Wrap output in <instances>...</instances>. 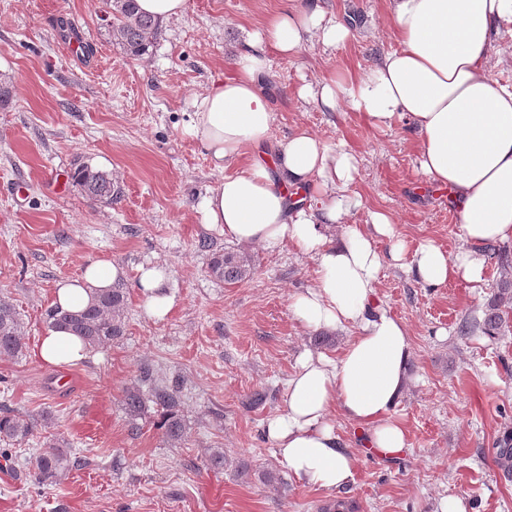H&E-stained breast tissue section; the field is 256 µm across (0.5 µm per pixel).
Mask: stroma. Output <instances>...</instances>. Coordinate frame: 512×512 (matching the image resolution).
I'll list each match as a JSON object with an SVG mask.
<instances>
[{
    "mask_svg": "<svg viewBox=\"0 0 512 512\" xmlns=\"http://www.w3.org/2000/svg\"><path fill=\"white\" fill-rule=\"evenodd\" d=\"M306 2L189 0L133 58L112 43L106 0H0V82L13 90L0 106V297L19 311L26 344L22 356L0 355V405L51 414L11 460L0 459V512H319L338 499L355 512H442L448 500L465 512H512V481L492 462L495 441L512 429V322L493 338L458 333L462 321L484 317L500 277L493 258L475 290L429 288L405 270H382L377 297L406 324L413 350L398 409L403 455L381 457L358 426L337 419L357 468L335 491L295 481L266 438L288 375L318 348L289 308L290 294L313 286L314 262L288 245L274 253L252 246L249 280L211 276L212 253L231 243L204 224L198 204L223 173L187 128L195 99L230 73L249 34ZM320 4L353 34L332 49L312 42L294 59L272 57L263 90L274 142L305 128L344 143L360 161L351 188L360 204L348 223L368 226L382 211L409 246L431 241L457 252V210L447 189L419 172L418 140L404 123L381 130L349 107L324 112L299 99L302 81L357 77L398 47L390 0ZM82 164L110 173L120 197L86 199L73 181ZM99 258L129 273L126 333L89 360L52 365L38 341L55 285ZM149 261L169 268L174 305L162 321L148 317L133 279ZM346 339L333 333L318 349L337 354ZM158 385L178 388L187 423L179 442L160 427ZM129 388L145 399L134 420L123 406ZM257 391L263 404L247 407ZM57 437L87 464L34 485L30 461ZM217 448L226 457L219 470L208 465Z\"/></svg>",
    "mask_w": 512,
    "mask_h": 512,
    "instance_id": "35a3bbf8",
    "label": "stroma"
}]
</instances>
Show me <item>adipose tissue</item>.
Instances as JSON below:
<instances>
[{
  "instance_id": "obj_1",
  "label": "adipose tissue",
  "mask_w": 512,
  "mask_h": 512,
  "mask_svg": "<svg viewBox=\"0 0 512 512\" xmlns=\"http://www.w3.org/2000/svg\"><path fill=\"white\" fill-rule=\"evenodd\" d=\"M399 44L357 79H325L298 95L326 110L346 104L379 128L404 122L417 137L420 172L446 187L457 208L464 247L448 254L433 242L408 248L389 214L375 212L369 228L344 224L356 200V156L298 130L276 149V166L241 164L246 148L270 137L274 116L262 83L271 54L297 56L310 39L344 43L351 28L317 0L273 16L240 48L232 76L213 82L196 103L189 129L224 178L200 204L205 223L226 240L273 250L291 243L316 264L313 288L292 294L295 318L313 330L349 331L338 356L303 353L286 385L285 405L267 418L276 455L300 483L341 488L352 481L355 457L336 432L337 417L365 428L370 447L401 455L406 430L398 416L411 382L412 346L404 322L376 298L384 261L431 288L459 280L483 287L489 247L512 246V86L490 79L486 61L495 35L512 37V0H390ZM312 189L313 205L291 202L289 189ZM343 224L341 237L332 225ZM388 240V252L378 243ZM107 259L85 265L78 278L59 282L55 305L75 313L95 294L125 280ZM169 273L159 262L141 265L137 284L147 315H168ZM40 355L54 365L88 360L92 350L73 331L46 328Z\"/></svg>"
}]
</instances>
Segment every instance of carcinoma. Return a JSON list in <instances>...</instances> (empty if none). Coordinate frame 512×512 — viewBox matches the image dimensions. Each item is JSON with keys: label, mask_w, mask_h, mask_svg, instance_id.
Returning a JSON list of instances; mask_svg holds the SVG:
<instances>
[{"label": "carcinoma", "mask_w": 512, "mask_h": 512, "mask_svg": "<svg viewBox=\"0 0 512 512\" xmlns=\"http://www.w3.org/2000/svg\"><path fill=\"white\" fill-rule=\"evenodd\" d=\"M109 8L115 19L112 23L115 45L133 57L145 54L158 31L159 23L139 12L136 0H113ZM75 181L84 196L92 202L110 203L120 195V188L110 175L87 165L78 169ZM209 269L215 278L233 285L250 278L254 265L248 253L229 250L214 254ZM126 302L127 288L118 284L97 295L89 307L77 314L57 307L48 309L47 324L70 329L94 346L118 340L125 335L123 311ZM509 309L512 310V276L505 271L487 303L482 332L490 337L497 336L505 323L504 314ZM23 348L21 321L16 307L0 298V354L19 356ZM152 397L162 407L161 428L165 438L170 441L182 440L187 427L179 409L176 391L166 386L157 387ZM123 403L127 415L132 419L140 415L144 406L140 391L134 388L125 391ZM49 420L50 413L47 411L36 417L0 406V442L5 444L0 456L8 457V446L24 443L38 426ZM493 463L505 480L512 481V431L505 432V436L495 442ZM83 466L85 463L72 456L67 450V443L59 439L52 444L51 450L35 457L33 471L28 476L36 484L47 485Z\"/></svg>", "instance_id": "carcinoma-1"}]
</instances>
